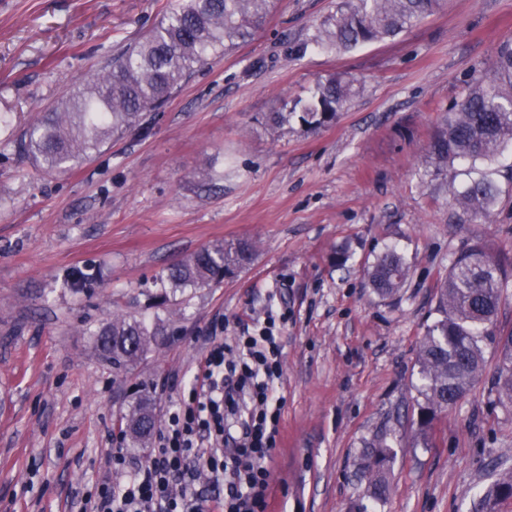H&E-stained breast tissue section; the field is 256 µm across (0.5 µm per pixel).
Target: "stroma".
I'll list each match as a JSON object with an SVG mask.
<instances>
[{"label":"stroma","mask_w":512,"mask_h":512,"mask_svg":"<svg viewBox=\"0 0 512 512\" xmlns=\"http://www.w3.org/2000/svg\"><path fill=\"white\" fill-rule=\"evenodd\" d=\"M176 0H0V512H79L83 492L153 444L123 440V417L149 395L156 421L178 403L211 336L246 335L276 317L283 399L268 512H472L500 466L512 468V408L498 371L414 438L418 343L435 285L474 239L512 257V144L494 164L490 216L462 222L454 164L421 181L429 138L469 87L489 80L512 40V0H444L395 39L347 52L306 46L336 0H279L251 42L195 68L141 128L60 174L21 159L16 138L84 84ZM331 76L357 93L330 125L265 120ZM246 240L251 263L157 309L172 263ZM411 277L380 299L364 268L389 249ZM80 271L90 289L70 287ZM115 314L162 319L137 362L103 361L87 324ZM398 451L384 502L365 495L363 442Z\"/></svg>","instance_id":"stroma-1"}]
</instances>
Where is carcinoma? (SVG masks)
Here are the masks:
<instances>
[{"instance_id":"carcinoma-1","label":"carcinoma","mask_w":512,"mask_h":512,"mask_svg":"<svg viewBox=\"0 0 512 512\" xmlns=\"http://www.w3.org/2000/svg\"><path fill=\"white\" fill-rule=\"evenodd\" d=\"M440 0H336L307 43L325 50H348L359 44L394 38L432 14ZM275 8V0H177L149 33L112 58L105 70L48 107L25 129L17 147L47 172L65 171L89 160L101 147L142 125L145 113L162 106L181 87L187 74L211 58L254 39ZM354 94V83L330 77L316 84L306 101L271 113L267 130L276 134L295 120L308 129L333 123ZM512 142V42L503 43L494 76L472 87L461 104L430 138L423 176L431 165L461 162L472 170L495 161ZM464 220L475 223L491 214L499 188L486 173L463 186H448ZM253 245L215 243L170 265L163 281L172 291L219 284L247 266ZM410 276L404 256L387 250L366 269L377 295L399 293ZM512 277V260L491 252L476 239L457 254L448 275L436 285L437 318L419 342L417 365L422 380L417 402V434L428 438L438 416L460 400L482 378L484 345L500 356L495 388L499 402L512 405V333L497 336L495 326L502 288ZM98 353L115 366L135 361L157 344L162 327L115 316L87 327ZM135 442L155 427L151 399L143 397L124 417ZM359 478L377 502L391 493L389 475L397 453L381 433L364 440ZM512 498V469H503L478 497L473 512H498Z\"/></svg>"}]
</instances>
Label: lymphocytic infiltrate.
Returning <instances> with one entry per match:
<instances>
[{"label": "lymphocytic infiltrate", "mask_w": 512, "mask_h": 512, "mask_svg": "<svg viewBox=\"0 0 512 512\" xmlns=\"http://www.w3.org/2000/svg\"><path fill=\"white\" fill-rule=\"evenodd\" d=\"M280 370L271 326L231 344L211 339L187 400L168 409L149 463L125 481L102 480L85 496L82 512H211L214 504L194 488L200 462L224 488L216 504L224 512H266Z\"/></svg>", "instance_id": "lymphocytic-infiltrate-1"}]
</instances>
